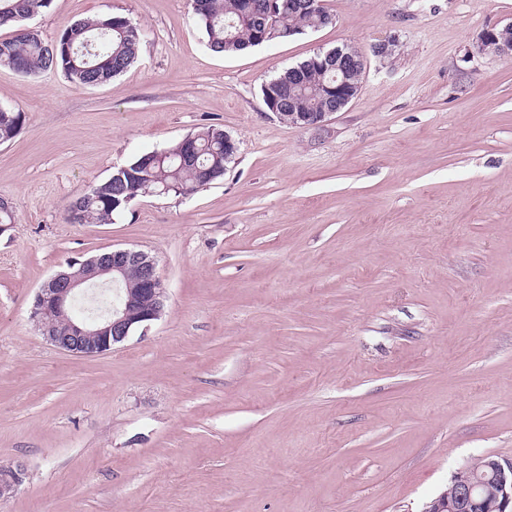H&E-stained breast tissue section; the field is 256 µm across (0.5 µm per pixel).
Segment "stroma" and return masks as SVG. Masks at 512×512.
Returning <instances> with one entry per match:
<instances>
[{
	"label": "stroma",
	"mask_w": 512,
	"mask_h": 512,
	"mask_svg": "<svg viewBox=\"0 0 512 512\" xmlns=\"http://www.w3.org/2000/svg\"><path fill=\"white\" fill-rule=\"evenodd\" d=\"M332 24L217 55L191 0H51L140 25L137 60L82 88L0 67V512H423L462 466L512 460V57L482 49L512 0H324ZM393 41L386 57L372 45ZM366 55L324 125L261 87L319 51ZM209 124L222 180L108 224L70 203ZM111 247L149 252L160 318L77 357L31 317L38 287ZM22 126V113L0 107V141L8 142L16 137ZM26 470L23 463H16L0 475V501L12 497L23 484Z\"/></svg>",
	"instance_id": "35a3bbf8"
}]
</instances>
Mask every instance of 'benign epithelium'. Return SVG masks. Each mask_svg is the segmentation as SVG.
<instances>
[{
    "instance_id": "7a95c632",
    "label": "benign epithelium",
    "mask_w": 512,
    "mask_h": 512,
    "mask_svg": "<svg viewBox=\"0 0 512 512\" xmlns=\"http://www.w3.org/2000/svg\"><path fill=\"white\" fill-rule=\"evenodd\" d=\"M288 11L307 13L319 20H327L322 0H290ZM481 46L509 57L512 55V22L494 25L483 31ZM314 62L324 72L332 74L336 84H324L321 93L333 101L325 112L277 113L279 119L302 127H318L325 119L342 111L359 94L361 83L349 78L350 72L365 67L361 50L347 46L317 54ZM107 265L112 269V282L118 283L126 271L139 272L137 294L126 298L107 314L93 320L65 319L60 326H47L43 317L49 311L67 312L79 299L82 288L96 285L97 269ZM72 272L60 271L45 282L36 293L31 317L36 319L42 335L60 350L81 357H94L111 351L132 333L157 320L163 311L165 289L155 260L142 250L116 248L92 256L84 261L67 263ZM491 477L468 464L458 469L451 478V488L427 505L425 512H512V461L493 460L489 463ZM26 477L25 466L16 463L0 475V501L12 497Z\"/></svg>"
}]
</instances>
